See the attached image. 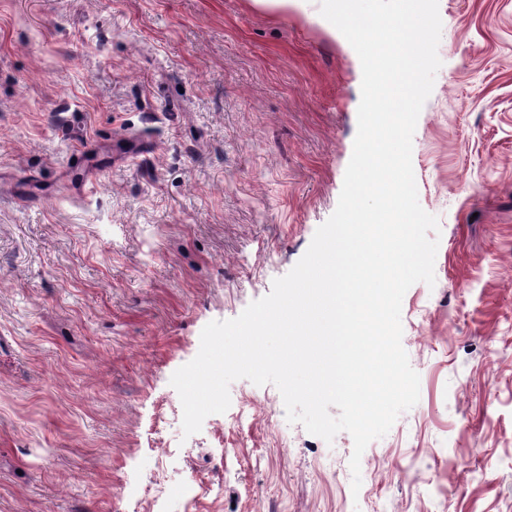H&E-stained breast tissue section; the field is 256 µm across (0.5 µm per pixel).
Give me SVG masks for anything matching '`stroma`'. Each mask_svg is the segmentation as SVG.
Instances as JSON below:
<instances>
[{"mask_svg": "<svg viewBox=\"0 0 512 512\" xmlns=\"http://www.w3.org/2000/svg\"><path fill=\"white\" fill-rule=\"evenodd\" d=\"M305 7L0 0V512H512V0H439L402 301L420 398L365 449L271 384L184 436L173 373L337 207L362 68Z\"/></svg>", "mask_w": 512, "mask_h": 512, "instance_id": "stroma-1", "label": "stroma"}]
</instances>
